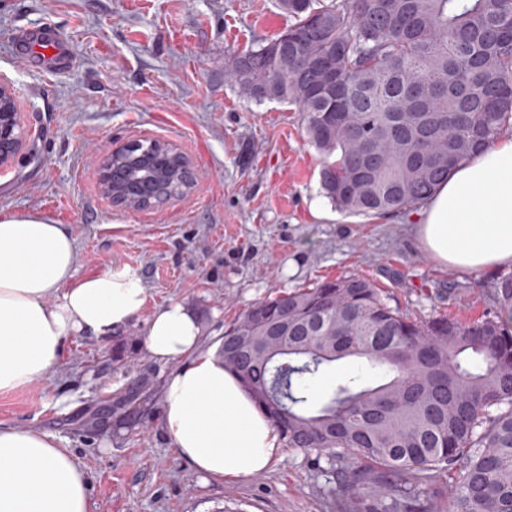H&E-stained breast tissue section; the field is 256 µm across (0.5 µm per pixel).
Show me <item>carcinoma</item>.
Returning a JSON list of instances; mask_svg holds the SVG:
<instances>
[{
    "label": "carcinoma",
    "mask_w": 512,
    "mask_h": 512,
    "mask_svg": "<svg viewBox=\"0 0 512 512\" xmlns=\"http://www.w3.org/2000/svg\"><path fill=\"white\" fill-rule=\"evenodd\" d=\"M279 32L228 61L257 103L302 112L341 212L423 205L453 169L512 132V0H278ZM186 158L141 141L112 159V189L146 209L192 186ZM495 312L412 318L369 279L324 280L251 305L218 355L289 448L339 474L338 512H512V272ZM363 373L324 383L336 362ZM448 477L438 502L434 479ZM385 483L374 508L359 490Z\"/></svg>",
    "instance_id": "carcinoma-1"
}]
</instances>
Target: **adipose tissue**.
I'll list each match as a JSON object with an SVG mask.
<instances>
[{
    "instance_id": "ef3b65f1",
    "label": "adipose tissue",
    "mask_w": 512,
    "mask_h": 512,
    "mask_svg": "<svg viewBox=\"0 0 512 512\" xmlns=\"http://www.w3.org/2000/svg\"><path fill=\"white\" fill-rule=\"evenodd\" d=\"M417 240L439 264L481 272L512 266V138L456 167L418 215ZM76 241L36 214L0 220V394L58 364L67 339L109 338L144 310L127 270L76 277ZM201 326L172 302L151 314L145 346L179 367L163 383V429L198 473L237 480L267 470L282 440L236 375L199 352ZM88 479L48 434L0 426V512H89Z\"/></svg>"
}]
</instances>
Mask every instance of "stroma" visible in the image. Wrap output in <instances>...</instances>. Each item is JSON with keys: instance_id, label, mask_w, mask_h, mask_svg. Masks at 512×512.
<instances>
[{"instance_id": "obj_1", "label": "stroma", "mask_w": 512, "mask_h": 512, "mask_svg": "<svg viewBox=\"0 0 512 512\" xmlns=\"http://www.w3.org/2000/svg\"><path fill=\"white\" fill-rule=\"evenodd\" d=\"M49 24L73 36L77 54L53 76L18 64L9 40ZM287 24L277 0H0V74L28 128L0 171V217L68 225L77 276L128 268L148 295L121 334L71 337L51 373L0 395L1 425L51 434L73 452L89 479L90 512H336L338 480L313 453L286 448L265 472L224 482L180 457L162 427L163 382L177 365L143 344L156 308H192L204 352L253 303L349 275L416 318L492 311L496 272L436 263L411 211L337 210L300 112L248 101L227 81L231 56ZM143 136L177 148L194 186L180 201L136 211L104 198L98 163L102 150ZM140 384L146 400L113 413L116 398Z\"/></svg>"}]
</instances>
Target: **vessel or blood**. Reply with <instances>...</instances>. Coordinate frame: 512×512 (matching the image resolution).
I'll use <instances>...</instances> for the list:
<instances>
[{"label": "vessel or blood", "instance_id": "b4317fda", "mask_svg": "<svg viewBox=\"0 0 512 512\" xmlns=\"http://www.w3.org/2000/svg\"><path fill=\"white\" fill-rule=\"evenodd\" d=\"M12 44L22 65L38 67L49 75L71 65L75 56L72 42L52 28L37 35L28 31L14 34Z\"/></svg>", "mask_w": 512, "mask_h": 512}]
</instances>
